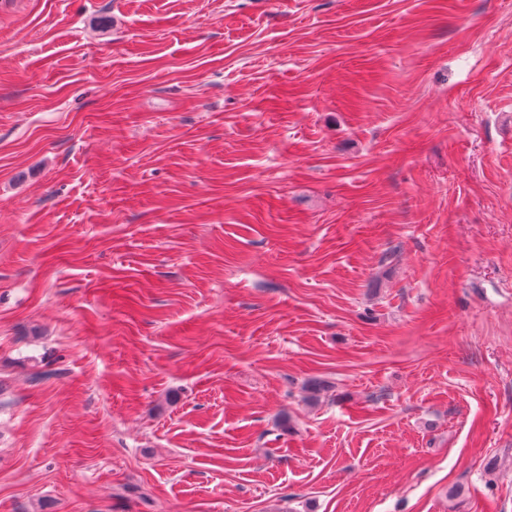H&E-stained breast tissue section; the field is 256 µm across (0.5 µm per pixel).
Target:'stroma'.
<instances>
[{"instance_id":"obj_1","label":"stroma","mask_w":512,"mask_h":512,"mask_svg":"<svg viewBox=\"0 0 512 512\" xmlns=\"http://www.w3.org/2000/svg\"><path fill=\"white\" fill-rule=\"evenodd\" d=\"M0 512H512V0H0Z\"/></svg>"}]
</instances>
